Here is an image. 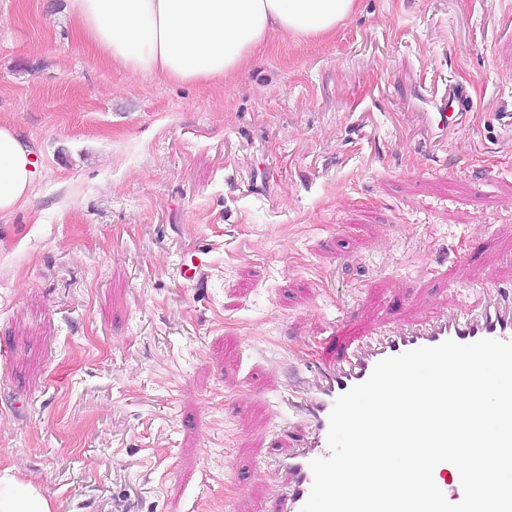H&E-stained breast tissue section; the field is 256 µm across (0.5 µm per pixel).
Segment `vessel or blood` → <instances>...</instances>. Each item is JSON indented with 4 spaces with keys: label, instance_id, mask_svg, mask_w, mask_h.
Segmentation results:
<instances>
[{
    "label": "vessel or blood",
    "instance_id": "1",
    "mask_svg": "<svg viewBox=\"0 0 512 512\" xmlns=\"http://www.w3.org/2000/svg\"><path fill=\"white\" fill-rule=\"evenodd\" d=\"M485 293L486 306L479 315L449 313L419 323L392 325L373 333L357 348L338 355L335 364L325 369L312 395L294 397L293 403L307 424L308 436L303 448L279 462L288 475L279 512H301L313 485L310 463L329 454V415L337 398L367 380L379 361L447 340L460 344L486 338L512 342V296L492 287L486 288ZM433 479L450 503L462 500L460 474L453 464H438Z\"/></svg>",
    "mask_w": 512,
    "mask_h": 512
}]
</instances>
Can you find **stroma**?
Returning <instances> with one entry per match:
<instances>
[{
    "mask_svg": "<svg viewBox=\"0 0 512 512\" xmlns=\"http://www.w3.org/2000/svg\"><path fill=\"white\" fill-rule=\"evenodd\" d=\"M64 6L0 0L39 169L0 220V471L55 512H276L289 344L512 289V0H357L205 84L100 62Z\"/></svg>",
    "mask_w": 512,
    "mask_h": 512,
    "instance_id": "obj_1",
    "label": "stroma"
}]
</instances>
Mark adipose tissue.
<instances>
[{
	"label": "adipose tissue",
	"mask_w": 512,
	"mask_h": 512,
	"mask_svg": "<svg viewBox=\"0 0 512 512\" xmlns=\"http://www.w3.org/2000/svg\"><path fill=\"white\" fill-rule=\"evenodd\" d=\"M355 0H66L80 41L96 57L133 75L206 83L241 69L271 38L327 34ZM38 176L32 153L0 126V216L27 199ZM0 512H54L51 497L0 471Z\"/></svg>",
	"instance_id": "adipose-tissue-1"
}]
</instances>
